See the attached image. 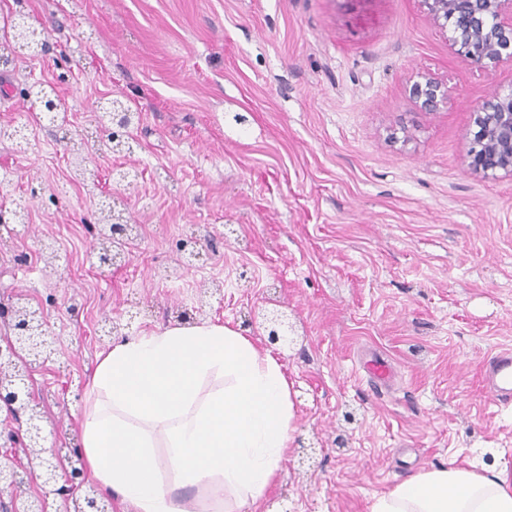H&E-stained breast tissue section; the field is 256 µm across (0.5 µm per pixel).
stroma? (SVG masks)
I'll use <instances>...</instances> for the list:
<instances>
[{
    "label": "stroma",
    "mask_w": 512,
    "mask_h": 512,
    "mask_svg": "<svg viewBox=\"0 0 512 512\" xmlns=\"http://www.w3.org/2000/svg\"><path fill=\"white\" fill-rule=\"evenodd\" d=\"M24 9L48 48L18 46L0 78V337L24 302L57 352L29 377L62 470L85 466L81 421L98 355L190 319L223 324L280 363L296 416L261 512H370L431 467L512 472V404L479 383L512 350V178L471 173L470 111L512 85L451 50L420 0H0V31ZM426 72L447 106L417 117L406 86ZM53 83L47 120L27 96ZM138 119L112 149L100 98ZM80 145L93 179L67 156ZM133 225L128 260L104 266L103 222ZM286 313L290 345L265 314ZM393 366L372 386L362 362ZM0 454L33 493L45 483L25 422L0 413Z\"/></svg>",
    "instance_id": "obj_1"
}]
</instances>
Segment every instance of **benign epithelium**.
<instances>
[{"label": "benign epithelium", "mask_w": 512, "mask_h": 512, "mask_svg": "<svg viewBox=\"0 0 512 512\" xmlns=\"http://www.w3.org/2000/svg\"><path fill=\"white\" fill-rule=\"evenodd\" d=\"M426 16L448 36L454 53L474 65L512 66V0H421ZM27 35L34 41L24 46L39 54L46 47L45 32L29 23V16L21 14ZM408 97L421 114H433L448 104V87L427 73H419L409 80ZM111 125L106 132L114 142H122L118 134L130 125V114L120 101H108ZM470 148L466 155L469 170L485 179L512 177V85L495 91L486 101L470 112L467 132ZM269 337L273 342L287 338L288 322L285 315L273 313L266 317ZM47 323L35 311L18 312L14 317L15 336L0 344V368L17 364V348L32 355L33 360H47L55 353L48 340ZM32 398L25 388V375L19 371L0 375V405L8 413H24L27 433L32 447L41 449L43 465L56 476L59 449H47L41 444L39 415L31 406ZM25 483L24 476L9 465L0 467V487L11 489ZM83 486L82 476L74 470L66 476L60 488L68 498L76 496Z\"/></svg>", "instance_id": "7a95c632"}]
</instances>
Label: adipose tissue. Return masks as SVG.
Masks as SVG:
<instances>
[{
    "instance_id": "1",
    "label": "adipose tissue",
    "mask_w": 512,
    "mask_h": 512,
    "mask_svg": "<svg viewBox=\"0 0 512 512\" xmlns=\"http://www.w3.org/2000/svg\"><path fill=\"white\" fill-rule=\"evenodd\" d=\"M213 374L223 386L201 394ZM91 388L106 400L82 421L87 465L133 512H180L173 487L201 484L214 501L232 496L255 510L291 438L280 364L224 325L172 326L117 343L101 353ZM165 467L174 484L162 480ZM371 512H512V473L423 471L376 497Z\"/></svg>"
}]
</instances>
